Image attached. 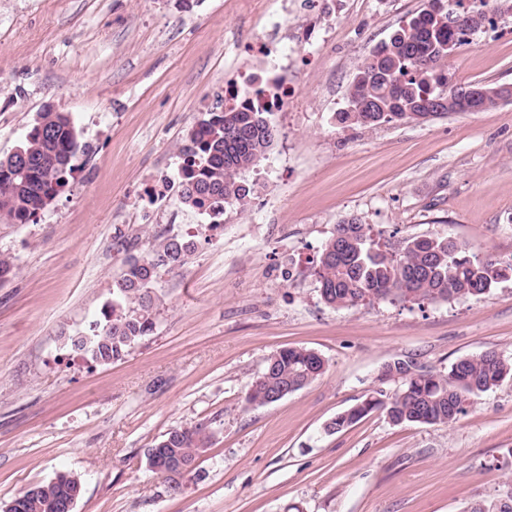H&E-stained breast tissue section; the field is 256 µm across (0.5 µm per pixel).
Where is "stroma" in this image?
Segmentation results:
<instances>
[{"instance_id":"1","label":"stroma","mask_w":512,"mask_h":512,"mask_svg":"<svg viewBox=\"0 0 512 512\" xmlns=\"http://www.w3.org/2000/svg\"><path fill=\"white\" fill-rule=\"evenodd\" d=\"M424 0H0V156L38 112L69 113L84 153L29 224L0 223L14 275L0 285V505L70 473L73 512H469L512 479V379L449 425L390 424L375 412L326 426L377 389L398 358L447 370L496 350L512 358V279L479 299L380 301L334 309L311 262L356 217L395 247L451 236L512 260V101L426 123L346 127L357 67ZM293 45L287 68L254 46ZM456 83L512 84V16H495L448 59ZM288 82L280 134L246 172L255 191L220 228L147 188L180 178L179 150L226 86ZM198 226L180 267H160L155 328L100 364L69 336L100 320L124 252ZM284 347L326 371L255 406L248 388ZM205 424L212 445L171 494L145 465L153 442Z\"/></svg>"}]
</instances>
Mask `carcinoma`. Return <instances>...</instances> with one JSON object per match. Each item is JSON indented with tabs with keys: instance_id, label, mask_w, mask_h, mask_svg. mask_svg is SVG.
I'll use <instances>...</instances> for the list:
<instances>
[{
	"instance_id": "1",
	"label": "carcinoma",
	"mask_w": 512,
	"mask_h": 512,
	"mask_svg": "<svg viewBox=\"0 0 512 512\" xmlns=\"http://www.w3.org/2000/svg\"><path fill=\"white\" fill-rule=\"evenodd\" d=\"M426 8L379 43L358 67L348 88V108L337 113L346 126L376 127L416 122L436 107L444 116L458 112L447 60L463 37L476 33L467 17L487 13L512 14V0H429ZM253 87L220 112L198 122L181 150L179 199L187 207L215 216L227 206L243 207L253 188L243 174L271 149L279 129L269 119L276 104L262 101L265 84ZM22 154L0 158V217L10 224H27L59 195L73 177L80 151L77 130L69 114L47 110L20 145ZM115 246L128 253L112 285V301L103 320L87 336L70 337V346L97 363L122 359L155 326L154 283L162 265L186 263L194 245L177 236L157 237L151 248L138 251L139 236H116ZM512 262L481 258L450 237L416 236L398 252L383 251L368 225L357 217L334 227L315 262L323 301L337 309L358 308L374 301L399 300L421 304L479 298L508 277ZM317 352L288 347L269 355L250 384L247 400L255 405L276 402L282 390L298 391L325 371ZM512 378V362L495 350L461 358L448 371H436L412 359H396L385 367L381 381L393 380L391 392L377 391L339 414L330 430H340L374 411L395 425H447L465 414L468 400ZM212 439L208 426L172 428L155 440V465L173 459L195 462ZM83 483L75 475L29 487L12 501L13 512H66L78 499Z\"/></svg>"
}]
</instances>
